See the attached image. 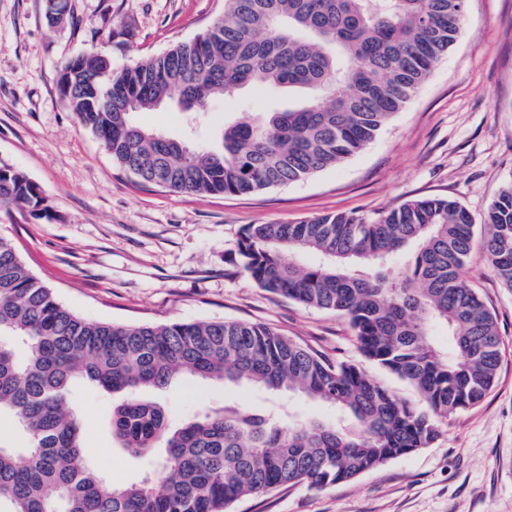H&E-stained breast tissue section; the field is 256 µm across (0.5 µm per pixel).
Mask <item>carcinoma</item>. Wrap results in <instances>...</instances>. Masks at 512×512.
I'll return each instance as SVG.
<instances>
[{
	"mask_svg": "<svg viewBox=\"0 0 512 512\" xmlns=\"http://www.w3.org/2000/svg\"><path fill=\"white\" fill-rule=\"evenodd\" d=\"M224 4L206 32L145 63L115 72L90 49L61 68L70 111L141 185L241 196L339 165L411 100L459 37L465 10V0ZM251 85L304 98L224 123L214 147L186 145L132 119L173 100L195 112ZM13 206L49 213L37 185L0 164V208ZM483 227L485 256L512 290V182ZM473 245L469 211L439 198L375 217L249 224L240 234L233 264L267 292L344 316L360 353L408 382L422 400L415 404L357 365L263 324L87 320L0 237V413L27 439L24 448L0 444V512H229L245 496L323 489L431 446L441 420L482 402L501 365L497 316L463 278ZM310 252L317 263L298 261ZM440 331L446 347L435 341ZM179 377L294 393L335 409L336 419L239 404L174 427L140 392ZM77 381L120 396L112 441L134 457L159 454L151 474L117 487L88 460L83 417L70 406Z\"/></svg>",
	"mask_w": 512,
	"mask_h": 512,
	"instance_id": "1",
	"label": "carcinoma"
}]
</instances>
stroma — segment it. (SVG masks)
<instances>
[{
  "label": "stroma",
  "mask_w": 512,
  "mask_h": 512,
  "mask_svg": "<svg viewBox=\"0 0 512 512\" xmlns=\"http://www.w3.org/2000/svg\"><path fill=\"white\" fill-rule=\"evenodd\" d=\"M50 24L47 0H0V163L24 172L50 208L0 210V236L32 274L83 318L114 324L240 320L368 368L348 323L259 288L230 263L243 227L322 214L372 215L410 200L447 198L482 223L512 180V0H467L463 34L407 104L362 152L313 177L246 197L174 194L135 183L80 126L60 95L65 62L89 48L132 66L191 41L224 13V0H68ZM299 96L249 86L190 114H134L143 127L190 145L211 144L225 120L254 118ZM466 281L498 315L503 359L478 406L449 416L427 448L324 490L284 487L238 501L233 512H512V290L481 251ZM171 424L238 401L291 403L305 416L333 409L258 389L184 378L149 392ZM89 420L88 458L121 486L150 470L112 442V397L77 384Z\"/></svg>",
  "instance_id": "stroma-1"
}]
</instances>
